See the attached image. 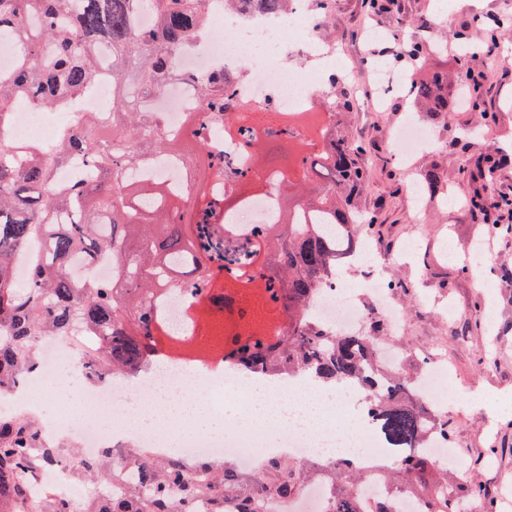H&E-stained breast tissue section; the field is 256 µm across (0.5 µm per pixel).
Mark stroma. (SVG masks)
Returning a JSON list of instances; mask_svg holds the SVG:
<instances>
[{"label": "stroma", "mask_w": 512, "mask_h": 512, "mask_svg": "<svg viewBox=\"0 0 512 512\" xmlns=\"http://www.w3.org/2000/svg\"><path fill=\"white\" fill-rule=\"evenodd\" d=\"M444 15L449 18L445 24L440 21ZM444 15L434 13L432 0H397L384 18L389 37L365 45L361 32L372 16L362 0H336L324 26L337 47L350 55L358 81L365 82L375 63L392 59L394 46L439 41L443 25H469L464 42L449 41L428 59L429 66L472 74L464 82L466 103L432 123V144L407 161L395 157L388 128L413 111L402 93L391 95L379 116L337 110L336 124L360 148L370 170L357 203L371 223V234L387 250L410 238L420 240L415 252L381 274L407 317L402 366L414 374L425 352L447 351L454 381L445 391V419L469 463L454 479L495 495L501 487L512 486V238L494 232L465 204L439 201L417 212L405 185L435 162L450 191L471 195L474 158L494 153L508 160L499 172L497 193L512 199V63L487 68L479 50L486 42L488 17L512 16V0H467L463 5L447 0ZM482 240L492 243V261L480 273L469 258ZM486 308L491 321L476 320V312Z\"/></svg>", "instance_id": "obj_1"}]
</instances>
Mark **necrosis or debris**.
<instances>
[{"instance_id":"1","label":"necrosis or debris","mask_w":512,"mask_h":512,"mask_svg":"<svg viewBox=\"0 0 512 512\" xmlns=\"http://www.w3.org/2000/svg\"><path fill=\"white\" fill-rule=\"evenodd\" d=\"M317 23L313 0H291L287 12L272 17L241 8L219 12L213 16V27L205 41L178 56L177 64L200 75L224 71L232 80L234 102L267 107L278 114L335 111L331 86L335 80L354 84L353 105L363 112L381 111L387 88L408 87L406 71L384 65L373 68L370 84L358 85L350 67H335L336 45L318 37ZM111 97L112 84L105 78L93 92L76 100L63 118L54 112L30 110L26 102H18L12 135L21 143L36 138L52 139L64 121L74 120L84 112L105 111ZM148 108L163 112L165 120L160 131L164 134L181 133L187 113H198L208 142L223 151L226 161L243 163L244 152L238 140L224 139L220 121L214 114L203 111L195 87L172 83L149 100ZM275 198L274 192H267L226 215L225 221L235 228L237 239L254 238L257 229L275 223ZM360 255L365 258V265L356 269L349 283L324 289L316 313L340 334L366 330L371 317H379L385 322L388 334L377 339L376 355L384 365L395 368L405 356L398 343L405 319L392 301L389 289L383 288L373 276L374 267L387 264L391 256L367 239L361 244ZM94 348L89 337L77 332L63 337L46 336L39 342L41 353L51 355L54 363L77 370L91 360ZM452 376L447 357L433 355L427 357L425 369L414 378L413 395L417 400L431 402V415L443 413L444 407L435 400L434 390L440 380ZM382 389L379 382L367 389L349 382L325 386L304 377H284L273 384L267 376L238 375L208 359L189 361L172 370H148L116 376L105 384L94 382L76 387L54 377L51 369L44 366L11 395L8 406L26 413L57 393H67L71 397L70 406L41 422L45 442H53L58 428L69 424L78 459L88 464L96 461L110 439L109 431L94 416L95 411L102 410L122 421L139 444L153 449L157 456L187 460L188 476L207 487L212 484L211 474L196 467V460L228 457L248 469L287 453L324 475L339 463L338 458L329 456V449L343 444L356 451V465L364 479L355 492L365 505L384 498L396 512H418L421 505L418 497L383 481V469L376 464L377 459L387 454L372 414L374 400ZM261 394L283 404L288 414L313 403L326 415L352 417L353 424L342 441L329 425L300 429L283 422L279 425L278 445L271 448L267 445L266 427L256 423L221 434H204L181 427L149 426L144 422L146 414L157 411L176 396L188 401L200 399L202 410L213 418L221 417L228 406L236 408L240 416L248 417L257 409V397ZM332 501V486L322 476L302 485L291 497L260 500L259 510L329 512Z\"/></svg>"}]
</instances>
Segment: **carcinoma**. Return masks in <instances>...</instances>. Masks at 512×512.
<instances>
[{
	"mask_svg": "<svg viewBox=\"0 0 512 512\" xmlns=\"http://www.w3.org/2000/svg\"><path fill=\"white\" fill-rule=\"evenodd\" d=\"M288 0H251L254 11L280 13ZM152 25H137L139 14ZM207 0H0V30H12L21 48V63L0 76V394L15 388L36 369L40 338L67 336L75 328L99 343V356L84 367L87 378L106 382L116 373L143 370L154 354L176 359L231 361L240 369L267 375L309 376L323 384L351 381L369 386L385 377L386 390L374 406L376 425L387 447L399 449L396 471L423 500V512H461L459 497L435 495L458 486L448 479L420 482L432 462L425 452L430 436H448V422L430 419L413 401L411 376L386 373L377 360L374 340L382 330L372 323L366 336H336L310 314L317 293L336 281L341 261L355 256L358 233L365 227L354 198L367 176L353 146L336 131L335 119L321 112L269 117V113L231 103L224 72L199 75L175 68L176 54L194 49L209 33ZM494 40L512 39V20L495 18ZM433 48L416 43L399 53L411 63L409 96L432 121L448 111V74L426 70ZM112 79V107L107 118L88 112L50 144L18 146L9 136L13 105L29 100L35 110H68L102 79ZM180 79L199 91L203 111L223 122L224 137L238 138L258 170L274 141L286 144L288 165L271 170L278 190L279 220L259 236L242 260L253 266L241 280L210 271L214 259L230 265L217 241L214 225L220 209L230 210L264 189L241 169H224L198 135L194 113L186 117L183 135L148 137L145 131L163 123L146 102L170 81ZM158 156L183 167L185 182L130 180L127 172L147 167ZM79 159L95 179L56 182L57 171ZM500 162L487 156L475 162L481 190L494 185ZM225 181L224 196L210 197L208 184ZM422 198L442 193L438 165L420 174ZM486 222L497 224L480 190L471 201ZM41 236L36 257L24 281L15 280L13 257L29 239ZM111 253L122 266L105 280L69 275L78 254L88 264ZM192 264L198 282L186 287L193 320L200 303L223 306L233 326L213 329L210 349L199 350L192 337L173 333L154 305L176 285L179 269ZM244 294L248 309L234 308L232 297ZM269 306L288 313V334L272 338L258 311ZM72 452L47 446L40 425L25 414L0 415V503L11 512H74L65 497L36 493L34 475L70 457ZM121 459L147 487V498L113 499L101 491L82 499V512H192L200 489L175 459L152 461L137 451H108L71 472L72 481L101 482ZM213 473L211 512H224V490L240 489L236 472L210 463ZM301 466L271 458L257 473V492L243 493L239 512H254L253 498L289 497L299 487ZM342 485L330 512H368L354 489L360 475L339 467Z\"/></svg>",
	"mask_w": 512,
	"mask_h": 512,
	"instance_id": "1",
	"label": "carcinoma"
}]
</instances>
